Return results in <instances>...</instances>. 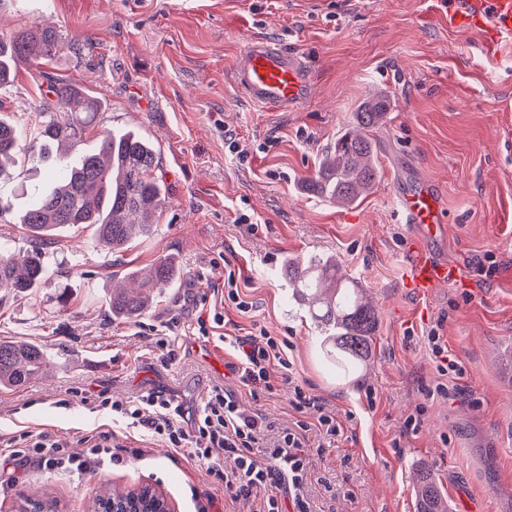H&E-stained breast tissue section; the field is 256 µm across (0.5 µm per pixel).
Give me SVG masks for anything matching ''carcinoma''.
Wrapping results in <instances>:
<instances>
[{
    "mask_svg": "<svg viewBox=\"0 0 512 512\" xmlns=\"http://www.w3.org/2000/svg\"><path fill=\"white\" fill-rule=\"evenodd\" d=\"M65 40L60 31L33 23L5 36L0 34V88L12 85L19 63L48 60L60 52ZM56 108L40 109L18 121L0 117V176L18 156L44 170L39 188L21 181L13 200H26L14 208L0 197V218L14 215L33 240H52L58 229L86 225L97 242L121 252L137 236L150 233L149 218L164 202L163 187L153 176L157 152L148 139L131 132L105 135L98 148L81 147L90 118L99 111L92 92L66 82L49 85ZM385 96L365 101L353 126L344 130L322 156L308 190L328 201L354 205L374 188L380 169L373 160L372 132L388 112ZM291 298L320 329L328 357L357 372L371 348L377 317L363 301L356 284L339 275L336 260L321 258L306 266L288 260ZM44 256L37 247L22 262L0 252V288L21 295L44 278ZM180 271L175 261L161 258L145 273L133 271L132 289L114 288L107 304L112 316L130 320L144 314L154 295L173 284ZM43 350L24 341L0 340V387L17 388L39 374ZM418 512H448L442 486L427 466L419 468L413 485ZM162 496L150 485L134 491L104 487L97 495L98 512H156Z\"/></svg>",
    "mask_w": 512,
    "mask_h": 512,
    "instance_id": "1",
    "label": "carcinoma"
}]
</instances>
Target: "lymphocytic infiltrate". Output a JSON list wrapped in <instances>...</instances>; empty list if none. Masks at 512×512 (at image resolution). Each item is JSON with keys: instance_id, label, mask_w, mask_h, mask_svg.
Listing matches in <instances>:
<instances>
[{"instance_id": "lymphocytic-infiltrate-1", "label": "lymphocytic infiltrate", "mask_w": 512, "mask_h": 512, "mask_svg": "<svg viewBox=\"0 0 512 512\" xmlns=\"http://www.w3.org/2000/svg\"><path fill=\"white\" fill-rule=\"evenodd\" d=\"M231 346L235 361L230 369L251 397L269 396L288 386L294 409L312 412V421L298 420L292 426L275 428L220 386L213 387L204 404L193 412L161 391L132 400L104 397L100 403L111 407L113 415L129 427L145 429L148 436L185 460L206 465L213 482L251 512H310L302 491L309 469L303 451L307 434L315 430L331 441L339 435L340 426L334 414L295 380L286 341L259 328L235 338ZM112 439L111 432L102 431L83 438L77 447L63 439L24 434L10 440L9 456L15 459L27 452L47 465L89 474L100 458L110 454ZM217 448L223 449V458H214Z\"/></svg>"}]
</instances>
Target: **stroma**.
Instances as JSON below:
<instances>
[{
  "instance_id": "stroma-1",
  "label": "stroma",
  "mask_w": 512,
  "mask_h": 512,
  "mask_svg": "<svg viewBox=\"0 0 512 512\" xmlns=\"http://www.w3.org/2000/svg\"><path fill=\"white\" fill-rule=\"evenodd\" d=\"M33 22L56 26L84 53L65 48L20 66L0 90V114L52 107L45 91L54 81L94 91L102 107L85 145L112 130L150 139L166 202L151 234L127 251L100 247L92 229L66 228L42 246L47 274L37 288L0 289V339L37 344L46 360L23 387L0 390V437L76 442L110 431L117 444L144 450L93 475L22 457L0 465V512H20L28 498L94 512L101 486L145 484L175 512H193L197 497L230 512L204 465L129 430L93 399L162 390L193 411L213 385L243 394L224 339L256 324L287 339L304 388L342 426L329 446L309 438L315 512H416L412 485L424 464L450 512H512V54L487 52L478 33L449 27L441 0H54L49 10L41 0H0V33ZM257 35L306 62L312 95L300 109L266 110L233 84L231 66ZM374 94L392 102L373 133L379 183L349 207L306 191L320 157ZM232 139L246 158L229 150ZM419 181L446 212L444 232L424 246L464 280L413 298L401 282L416 232L394 199ZM243 213L251 225L239 223ZM163 256L178 265L177 282L139 318L113 320V284ZM325 256L378 315L366 363L350 375L325 356L317 326L289 296L284 258ZM231 273L254 304L248 314L224 300ZM213 307L224 315L209 341L219 363L193 330ZM435 326L463 367L449 381L424 339ZM442 381L448 396L427 397ZM419 406L422 426L406 432Z\"/></svg>"
}]
</instances>
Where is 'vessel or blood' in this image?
<instances>
[{"instance_id":"1","label":"vessel or blood","mask_w":512,"mask_h":512,"mask_svg":"<svg viewBox=\"0 0 512 512\" xmlns=\"http://www.w3.org/2000/svg\"><path fill=\"white\" fill-rule=\"evenodd\" d=\"M447 5L453 26L473 29L493 41L512 35V0H448ZM232 78L249 101L275 112L303 106L311 97L302 58L262 36L253 37L236 57ZM396 209L402 223L413 225L421 237H437L445 228L441 201L424 183L399 192ZM458 279L456 268L424 253L412 252L406 261L404 286L413 294L425 296Z\"/></svg>"}]
</instances>
